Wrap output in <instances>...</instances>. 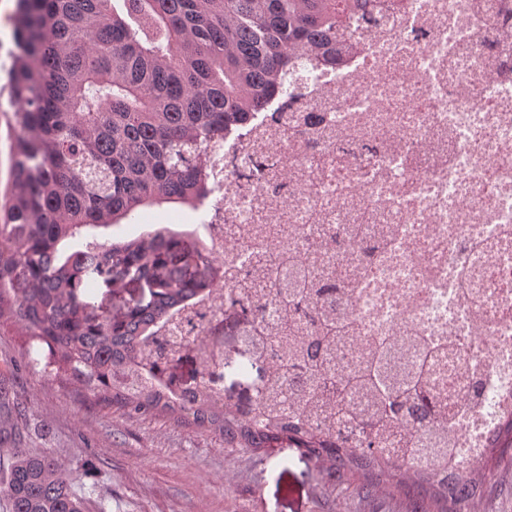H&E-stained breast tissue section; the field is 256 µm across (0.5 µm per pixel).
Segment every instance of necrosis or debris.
I'll return each instance as SVG.
<instances>
[{
    "label": "necrosis or debris",
    "instance_id": "1",
    "mask_svg": "<svg viewBox=\"0 0 512 512\" xmlns=\"http://www.w3.org/2000/svg\"><path fill=\"white\" fill-rule=\"evenodd\" d=\"M352 33L341 63L289 70L287 94L212 154L197 230L224 265L194 309L216 321L225 291L260 294L264 246L348 284L333 367L388 339L425 364L454 415L447 455L415 466L458 478L512 416V0H402ZM349 234L363 252L336 248Z\"/></svg>",
    "mask_w": 512,
    "mask_h": 512
}]
</instances>
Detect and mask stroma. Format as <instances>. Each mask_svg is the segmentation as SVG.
I'll use <instances>...</instances> for the list:
<instances>
[{"label": "stroma", "mask_w": 512, "mask_h": 512, "mask_svg": "<svg viewBox=\"0 0 512 512\" xmlns=\"http://www.w3.org/2000/svg\"><path fill=\"white\" fill-rule=\"evenodd\" d=\"M198 216L166 204L123 221L120 231L191 225ZM40 356L15 330L0 332V377L22 411L27 445L65 465L89 512H404L396 496L336 493L297 449L256 456L166 415L128 416L44 373Z\"/></svg>", "instance_id": "stroma-1"}]
</instances>
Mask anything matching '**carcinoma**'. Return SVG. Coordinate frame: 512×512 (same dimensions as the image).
I'll list each match as a JSON object with an SVG mask.
<instances>
[{"instance_id":"1","label":"carcinoma","mask_w":512,"mask_h":512,"mask_svg":"<svg viewBox=\"0 0 512 512\" xmlns=\"http://www.w3.org/2000/svg\"><path fill=\"white\" fill-rule=\"evenodd\" d=\"M380 0H17L14 48L7 70L13 112H1L10 143L9 177L0 192V324L45 347L43 370L63 377L129 416L169 414L224 438L229 448L270 455L296 448L336 485L387 492L405 512H469L487 474L512 469V417L490 441L467 480L419 473L384 454L401 428L405 456L443 453L450 411L426 381L425 368L399 369L390 347L373 349L352 373L328 368L345 332L336 308L344 289L286 278L241 304L224 298V321L257 317L269 296L286 322L277 348L265 347L263 380L246 403L229 395L179 402L143 383L159 364L170 370L194 352L199 380L212 342L157 333L193 299L209 293L221 259L193 233L156 224L138 235L118 228L163 203L197 208L211 192L207 160L215 144L288 87V66L314 56L325 64L352 45L338 37L358 17L375 21ZM145 297L104 313L108 295L130 282ZM292 377L328 397L339 424H355L357 442L286 412L305 409ZM374 399L364 415L344 396ZM0 448V498L9 512H85L70 472L48 451L28 448L19 429Z\"/></svg>"}]
</instances>
